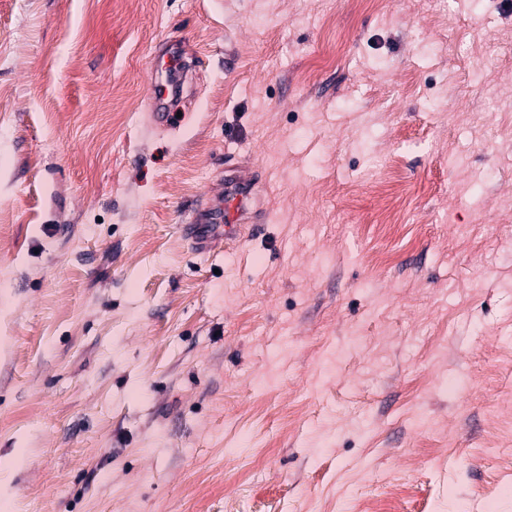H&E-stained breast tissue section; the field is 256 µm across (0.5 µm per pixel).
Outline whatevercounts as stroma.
Masks as SVG:
<instances>
[{"label": "stroma", "instance_id": "1", "mask_svg": "<svg viewBox=\"0 0 512 512\" xmlns=\"http://www.w3.org/2000/svg\"><path fill=\"white\" fill-rule=\"evenodd\" d=\"M0 512H512V0H0ZM176 46V45H175ZM157 78L152 83L151 102L155 117L166 122L172 112H166L169 104L177 99L187 72L185 53L176 46L155 58ZM164 73V78L161 79ZM185 75V76H184ZM255 183L239 168L229 171L224 178V195L211 196L196 210L190 224L182 225L184 236L198 248L213 235L222 233L225 240L244 238L254 224H260L257 209L249 211L247 203L254 201ZM224 224V225H223Z\"/></svg>", "mask_w": 512, "mask_h": 512}]
</instances>
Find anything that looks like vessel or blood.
Here are the masks:
<instances>
[{
    "label": "vessel or blood",
    "mask_w": 512,
    "mask_h": 512,
    "mask_svg": "<svg viewBox=\"0 0 512 512\" xmlns=\"http://www.w3.org/2000/svg\"><path fill=\"white\" fill-rule=\"evenodd\" d=\"M157 77L152 84L151 102L158 121H167L168 106L177 99L187 72V58L180 48H172L155 59ZM255 198L252 176L240 169L230 170L224 178L222 195L211 197L194 213L189 224L183 225L184 236L200 247L216 234L226 240L243 238L254 224L260 223L259 210L248 209Z\"/></svg>",
    "instance_id": "obj_1"
}]
</instances>
